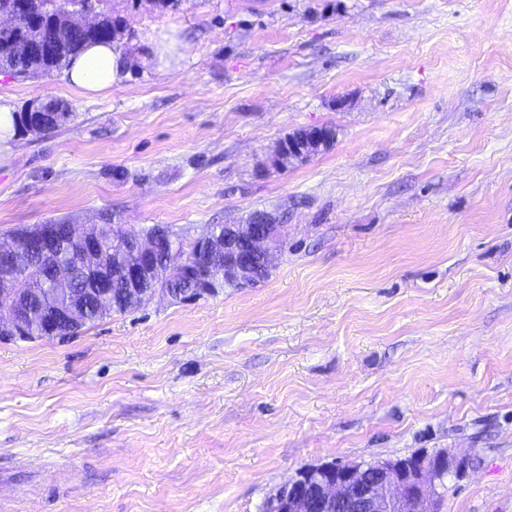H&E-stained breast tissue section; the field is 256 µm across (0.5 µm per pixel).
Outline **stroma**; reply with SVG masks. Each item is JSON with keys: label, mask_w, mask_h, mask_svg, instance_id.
Here are the masks:
<instances>
[{"label": "stroma", "mask_w": 512, "mask_h": 512, "mask_svg": "<svg viewBox=\"0 0 512 512\" xmlns=\"http://www.w3.org/2000/svg\"><path fill=\"white\" fill-rule=\"evenodd\" d=\"M87 95L0 72V235L58 217L192 242L258 210L264 281L0 342V512H263L301 468L447 450L439 512H512V0H98ZM164 45L150 67L140 59ZM330 146L284 171L277 142ZM127 60L114 42L88 45L72 59L67 75L70 84L85 94H98L122 77ZM327 146L320 126L300 129L280 140L270 157V166L277 170L286 169L288 163Z\"/></svg>", "instance_id": "stroma-1"}]
</instances>
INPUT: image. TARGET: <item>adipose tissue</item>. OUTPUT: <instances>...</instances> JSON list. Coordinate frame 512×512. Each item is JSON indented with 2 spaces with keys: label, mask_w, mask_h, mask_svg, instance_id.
<instances>
[{
  "label": "adipose tissue",
  "mask_w": 512,
  "mask_h": 512,
  "mask_svg": "<svg viewBox=\"0 0 512 512\" xmlns=\"http://www.w3.org/2000/svg\"><path fill=\"white\" fill-rule=\"evenodd\" d=\"M127 61L116 44L88 45L72 59L67 75L70 84L87 94H98L121 78Z\"/></svg>",
  "instance_id": "obj_1"
}]
</instances>
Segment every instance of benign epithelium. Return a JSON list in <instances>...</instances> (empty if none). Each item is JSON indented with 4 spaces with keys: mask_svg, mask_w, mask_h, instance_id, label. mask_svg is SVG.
Masks as SVG:
<instances>
[{
    "mask_svg": "<svg viewBox=\"0 0 512 512\" xmlns=\"http://www.w3.org/2000/svg\"><path fill=\"white\" fill-rule=\"evenodd\" d=\"M327 146L321 127L300 129L280 140L270 157L277 170L294 159ZM86 224L68 225L73 261L70 267L86 271L104 268L101 250L89 244L96 235L86 232ZM282 225L268 213L253 216L246 224L224 225L218 235L209 225L188 248L196 254L223 253L224 266L205 267L197 288L176 295L170 288L169 264H159L160 233L169 228L155 226L141 237L124 232L112 240V265L131 287L150 282L148 298L196 300L213 295L232 281L243 286L253 279L251 266L260 263L270 269L272 252L282 250ZM56 248L55 225L33 224L20 228L15 240L0 246V340L29 341L30 329L38 324L52 338L65 339L85 327V309L75 299L71 272L60 273L47 295L25 294L16 271L30 266L33 257L52 255ZM471 457L446 451L418 453L411 457L383 459L353 464L325 463L300 469L287 484L269 497L264 512H436L437 487L449 475L468 470Z\"/></svg>",
    "mask_w": 512,
    "mask_h": 512,
    "instance_id": "7a95c632",
    "label": "benign epithelium"
}]
</instances>
